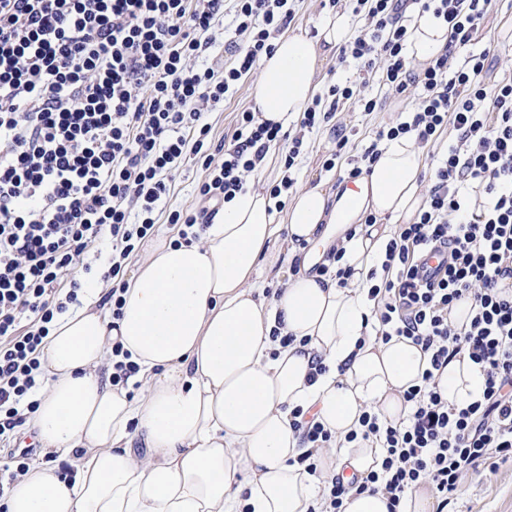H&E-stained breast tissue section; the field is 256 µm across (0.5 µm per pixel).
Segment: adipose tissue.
Segmentation results:
<instances>
[{"instance_id":"obj_1","label":"adipose tissue","mask_w":512,"mask_h":512,"mask_svg":"<svg viewBox=\"0 0 512 512\" xmlns=\"http://www.w3.org/2000/svg\"><path fill=\"white\" fill-rule=\"evenodd\" d=\"M316 30L283 34L262 57L252 87L256 123L287 125L312 101L318 73L350 38L346 13L328 12ZM447 43L443 18L421 12L405 53L422 64ZM378 150L370 172L341 196L322 180L293 191L280 211L269 193L248 185L222 203L199 241L150 242L120 318L87 284L42 349L45 382L28 420L42 451L70 462L76 476L67 482L32 467L11 489L7 512H308L322 480L379 470L382 449L346 437L360 431L367 411L390 423L405 418L404 393L421 384L430 355L411 340L383 343L372 334L368 273L381 266L393 229L423 206L427 171L415 134ZM351 200L377 223L343 219ZM283 237L295 250L342 249L354 275L342 287L291 273L264 298L258 277L278 262ZM275 329L293 343L272 341ZM116 339L139 367L136 392L112 383ZM435 383L462 408L481 396L484 374L462 354ZM296 408L333 436L316 452L315 476L299 462Z\"/></svg>"}]
</instances>
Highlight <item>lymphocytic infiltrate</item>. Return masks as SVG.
I'll list each match as a JSON object with an SVG mask.
<instances>
[{"label":"lymphocytic infiltrate","mask_w":512,"mask_h":512,"mask_svg":"<svg viewBox=\"0 0 512 512\" xmlns=\"http://www.w3.org/2000/svg\"><path fill=\"white\" fill-rule=\"evenodd\" d=\"M512 0H346L366 24L340 50L362 71L412 98V117L380 127L352 155L343 176L355 179L375 162L378 143L415 132L432 149V185L413 222L399 225L385 247L374 303L376 338L403 337L431 354L420 385L404 399L405 420L361 418L362 440L386 454L357 492L381 484L389 512L428 483L440 507L454 503L465 471L512 462V77L492 80L484 45L491 13ZM434 11L448 24L444 54L416 66L404 54L407 7ZM288 0H0V443L10 444L37 409L45 369L41 350L53 321L78 303L71 278L77 258L109 239L104 302L120 318L128 261L155 231L159 214L180 239L197 224L192 207L165 211L176 175L201 165V199L232 198L270 147L284 151V175L273 197L293 189L304 133L330 122L353 102L365 112L379 97L330 85L298 121L299 133L255 123L240 112L230 139L214 143L202 111L232 94L272 37L291 24ZM223 28L229 61L196 66ZM460 66L451 61L460 50ZM453 132L442 142L444 132ZM223 161H216V153ZM448 257L422 271L431 248ZM471 304L468 328L449 315ZM468 354L485 375L482 397L449 405L434 373ZM348 485L329 480L319 512H342Z\"/></svg>","instance_id":"lymphocytic-infiltrate-1"}]
</instances>
